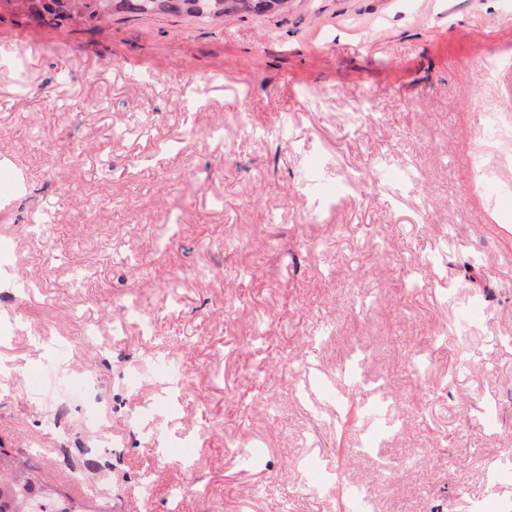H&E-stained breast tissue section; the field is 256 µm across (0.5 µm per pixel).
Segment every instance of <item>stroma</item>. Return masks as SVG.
Returning a JSON list of instances; mask_svg holds the SVG:
<instances>
[{
  "label": "stroma",
  "instance_id": "obj_1",
  "mask_svg": "<svg viewBox=\"0 0 512 512\" xmlns=\"http://www.w3.org/2000/svg\"><path fill=\"white\" fill-rule=\"evenodd\" d=\"M481 164L512 185V0L95 27L0 13V268L34 284L0 306V447L86 512H345L352 485L370 512H505L512 194ZM402 166L420 182L394 197ZM131 301L161 313L144 324ZM356 351L379 391L341 378ZM275 358L287 372H262ZM58 366L87 393L59 423ZM91 412L113 441L106 496L60 458L81 457ZM393 414L402 431L355 455Z\"/></svg>",
  "mask_w": 512,
  "mask_h": 512
}]
</instances>
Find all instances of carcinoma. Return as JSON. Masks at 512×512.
I'll use <instances>...</instances> for the list:
<instances>
[{"instance_id": "1", "label": "carcinoma", "mask_w": 512, "mask_h": 512, "mask_svg": "<svg viewBox=\"0 0 512 512\" xmlns=\"http://www.w3.org/2000/svg\"><path fill=\"white\" fill-rule=\"evenodd\" d=\"M41 23L64 25L77 18L95 26L116 14L215 19L228 15L255 14L283 9L288 0H4ZM28 465L0 450V512H71L46 501L41 509Z\"/></svg>"}]
</instances>
